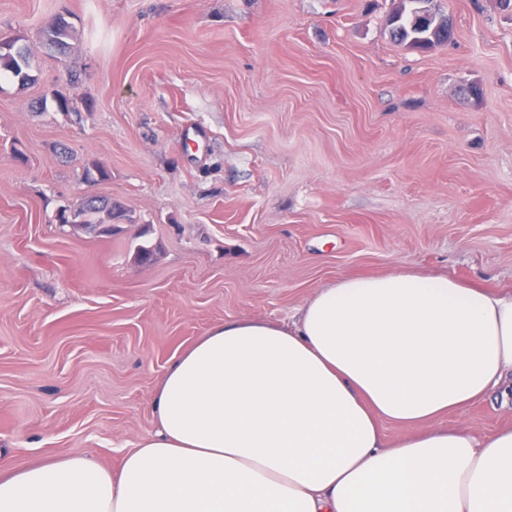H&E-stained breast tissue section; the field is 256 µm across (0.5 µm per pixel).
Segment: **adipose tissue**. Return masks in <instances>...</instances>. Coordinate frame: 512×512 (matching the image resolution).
Masks as SVG:
<instances>
[{
	"mask_svg": "<svg viewBox=\"0 0 512 512\" xmlns=\"http://www.w3.org/2000/svg\"><path fill=\"white\" fill-rule=\"evenodd\" d=\"M512 400V296L444 274L343 278L296 328L234 320L175 358L155 429L0 475V512H512V426L383 445L380 420Z\"/></svg>",
	"mask_w": 512,
	"mask_h": 512,
	"instance_id": "ef3b65f1",
	"label": "adipose tissue"
}]
</instances>
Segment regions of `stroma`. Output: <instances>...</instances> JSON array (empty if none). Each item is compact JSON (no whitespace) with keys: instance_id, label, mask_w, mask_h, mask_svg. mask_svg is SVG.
Returning a JSON list of instances; mask_svg holds the SVG:
<instances>
[{"instance_id":"stroma-1","label":"stroma","mask_w":512,"mask_h":512,"mask_svg":"<svg viewBox=\"0 0 512 512\" xmlns=\"http://www.w3.org/2000/svg\"><path fill=\"white\" fill-rule=\"evenodd\" d=\"M397 2L0 0L37 65L0 78V471L118 470L174 357L228 320L294 323L337 279L512 294V6L430 0L453 37L419 53ZM93 196L125 210L114 234L57 221ZM440 423L483 435L512 408ZM71 32L70 23L63 16H59L44 28L43 39L46 45L62 52L68 48L67 40L70 39Z\"/></svg>"}]
</instances>
